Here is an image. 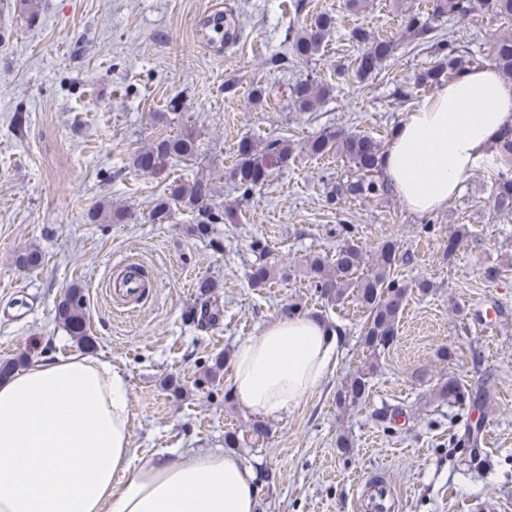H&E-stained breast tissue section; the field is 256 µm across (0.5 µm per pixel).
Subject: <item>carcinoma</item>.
Segmentation results:
<instances>
[{"label": "carcinoma", "instance_id": "carcinoma-1", "mask_svg": "<svg viewBox=\"0 0 512 512\" xmlns=\"http://www.w3.org/2000/svg\"><path fill=\"white\" fill-rule=\"evenodd\" d=\"M479 10H486L503 19H512V0H432L431 11L436 17L465 20ZM334 26L333 17L319 14L304 30L291 38V50L298 59H310L317 54L326 35ZM203 40L210 46L221 48L239 39L241 28L234 12L230 9L217 10L204 16L200 22ZM406 32L418 46L431 49L430 67L420 72L414 81V88L420 90L441 82H451L466 70L484 63L494 66L507 81H512V36L496 41L488 57H466L460 53L457 38L437 36L436 27L412 16L406 22ZM349 38L365 46L356 68H345L337 72L341 79L350 75L362 83L375 73L379 65L390 58L396 49L393 39L374 38L360 27L351 30ZM334 87L309 77L300 79L290 86L289 98L298 112L313 110L316 103L328 97ZM305 147L317 157L334 154L345 157L354 168L353 174L337 184L328 197V203L337 205L347 199H371L386 196L392 192L383 177L380 143L367 134H348L339 129H325L309 139ZM493 160L497 166L495 190L491 196L490 208L495 214H512V126L505 128L495 140ZM197 155L194 137L189 133L166 136L153 144L147 151L134 156L132 165L139 171L160 176L179 159L190 160ZM238 160L230 176L248 196L260 187L269 176L267 157L257 153L253 143L243 139L238 143ZM211 193L210 182L199 178L191 183L172 181L165 187L164 197L152 212L153 221L165 223L169 218L171 205L180 204L197 210L195 232L205 236L209 225L224 218H233L232 213H215L204 205ZM340 244L332 256L314 255L306 261V277L321 297L330 302H340L350 296L367 314V323L361 339L363 349L369 356L388 349L398 335L397 325L406 302L414 293L425 295L432 288L428 280L407 282L397 276L400 265L408 257L400 253L396 241L384 237L374 251L373 265L366 267V248L356 240L355 229L349 224L338 225ZM19 267L34 269L42 262V253L37 248L26 250L16 257ZM273 274V268L263 263L250 272L252 286L263 288ZM200 304L191 311V316L201 328L213 325L221 316L219 306L211 301L214 283L209 279L196 282ZM56 318L82 346H88L92 338L87 335L86 298L83 288L70 286L56 306ZM376 365L366 362L361 369L350 374L336 391V405L349 408L364 402L369 396L370 383ZM491 382H486L477 393L466 389L456 378L450 377L433 387V396L441 402L453 401L467 404L480 411L489 398Z\"/></svg>", "mask_w": 512, "mask_h": 512}]
</instances>
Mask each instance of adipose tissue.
Instances as JSON below:
<instances>
[{"label": "adipose tissue", "mask_w": 512, "mask_h": 512, "mask_svg": "<svg viewBox=\"0 0 512 512\" xmlns=\"http://www.w3.org/2000/svg\"><path fill=\"white\" fill-rule=\"evenodd\" d=\"M510 125L512 84L466 72L394 130L384 177L409 210L445 208ZM338 342L319 320L278 318L235 352L238 402L269 417L296 406L333 371ZM256 497L233 455L133 451L127 382L108 361L46 358L0 382V512H255Z\"/></svg>", "instance_id": "ef3b65f1"}]
</instances>
